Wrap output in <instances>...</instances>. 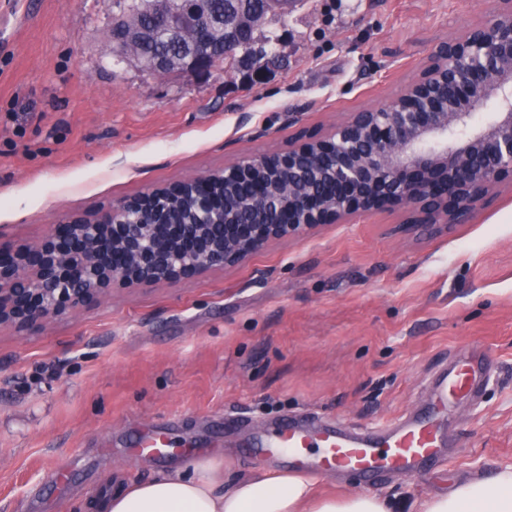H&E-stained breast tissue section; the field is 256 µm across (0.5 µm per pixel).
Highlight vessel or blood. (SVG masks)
<instances>
[{"label": "vessel or blood", "instance_id": "1", "mask_svg": "<svg viewBox=\"0 0 512 512\" xmlns=\"http://www.w3.org/2000/svg\"><path fill=\"white\" fill-rule=\"evenodd\" d=\"M488 372L482 358L450 368L436 379L429 400L414 415L379 431L310 426L284 417L255 432L249 445L236 454L291 471L345 474L366 486L389 472L418 474L445 460L443 420L450 408L479 393ZM134 451L147 463L165 461L174 453L159 425L144 429Z\"/></svg>", "mask_w": 512, "mask_h": 512}]
</instances>
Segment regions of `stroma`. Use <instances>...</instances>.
I'll list each match as a JSON object with an SVG mask.
<instances>
[{
  "instance_id": "1",
  "label": "stroma",
  "mask_w": 512,
  "mask_h": 512,
  "mask_svg": "<svg viewBox=\"0 0 512 512\" xmlns=\"http://www.w3.org/2000/svg\"><path fill=\"white\" fill-rule=\"evenodd\" d=\"M491 4L303 0L257 30L277 62L254 82L155 76L111 54L115 0H0V237L31 244L66 215L321 132L387 100ZM401 219L327 224L235 267L115 289L34 332L1 328L0 512H93L107 481L158 472L128 456L153 423L187 452L184 472L194 451L272 473L228 449L287 415L384 427L470 357L490 360V378L449 412V458L368 491L418 512L512 467V189L446 232L401 236Z\"/></svg>"
}]
</instances>
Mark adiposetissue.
<instances>
[{
    "mask_svg": "<svg viewBox=\"0 0 512 512\" xmlns=\"http://www.w3.org/2000/svg\"><path fill=\"white\" fill-rule=\"evenodd\" d=\"M103 512H394L384 497L356 493L317 498L313 481L298 472L224 480V464L194 463L191 474L161 472L114 489ZM422 512H512V467L493 477L467 480L429 498Z\"/></svg>",
    "mask_w": 512,
    "mask_h": 512,
    "instance_id": "ef3b65f1",
    "label": "adipose tissue"
}]
</instances>
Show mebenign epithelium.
Returning <instances> with one entry per match:
<instances>
[{
    "label": "benign epithelium",
    "instance_id": "obj_1",
    "mask_svg": "<svg viewBox=\"0 0 512 512\" xmlns=\"http://www.w3.org/2000/svg\"><path fill=\"white\" fill-rule=\"evenodd\" d=\"M152 0L151 25L113 26L114 52L162 35L178 56L149 62L155 75L209 72L223 57L201 34L217 29L226 52L239 29L286 14L294 0ZM495 106L485 121L478 109ZM512 187V0L434 45L413 80L384 104L351 112L288 147L245 155L223 169L150 187L91 214H71L33 244L0 242V328H42L115 288L172 285L238 265L272 242L324 224L402 212L415 236L468 223L500 187Z\"/></svg>",
    "mask_w": 512,
    "mask_h": 512
}]
</instances>
